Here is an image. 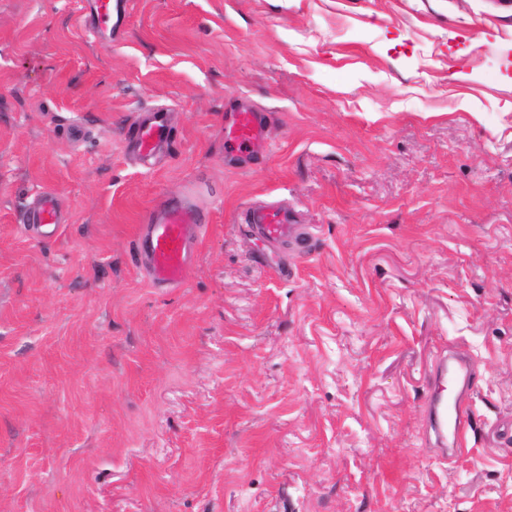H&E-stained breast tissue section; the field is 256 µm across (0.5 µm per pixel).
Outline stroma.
I'll list each match as a JSON object with an SVG mask.
<instances>
[{
    "mask_svg": "<svg viewBox=\"0 0 512 512\" xmlns=\"http://www.w3.org/2000/svg\"><path fill=\"white\" fill-rule=\"evenodd\" d=\"M89 3L0 0V512H512V0H125L108 38ZM243 108L270 117L246 165ZM188 186L209 224L152 287L132 241ZM258 201L310 242L260 261ZM170 123L168 112L155 110L145 112L133 127L138 154L141 158L152 156L170 139ZM267 139V117L264 112H235L233 122L224 129V142L231 152L251 154ZM33 224H37L39 228H44L49 234L57 232L60 228V224H62L61 218L50 198H46L41 208L37 211ZM473 376V362L468 355L458 352L449 354L448 358L445 355L437 357L429 369V379L438 389L443 390L448 381L459 388L454 400L448 401L439 392H434L425 406L429 430L443 454L449 451L454 456L463 451L464 440L473 430V420L467 410ZM448 433L452 437V448H447Z\"/></svg>",
    "mask_w": 512,
    "mask_h": 512,
    "instance_id": "stroma-1",
    "label": "stroma"
}]
</instances>
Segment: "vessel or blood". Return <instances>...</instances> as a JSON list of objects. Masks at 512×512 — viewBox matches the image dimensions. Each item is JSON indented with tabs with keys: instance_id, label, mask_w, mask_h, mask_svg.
Segmentation results:
<instances>
[{
	"instance_id": "obj_1",
	"label": "vessel or blood",
	"mask_w": 512,
	"mask_h": 512,
	"mask_svg": "<svg viewBox=\"0 0 512 512\" xmlns=\"http://www.w3.org/2000/svg\"><path fill=\"white\" fill-rule=\"evenodd\" d=\"M168 114L162 110L145 113L133 128L138 154L152 156L170 139ZM267 139L265 113L246 110L235 113L231 125L224 131V141L231 151L251 154ZM203 226V216L188 198L166 200L160 216L151 223L141 225L133 240L135 256L144 262L150 282L156 288H174L187 277L194 233ZM247 228L252 238L265 249L300 238L301 226L287 208L260 205L250 209ZM474 365L468 355L458 352L435 359L429 379L435 386L426 402L425 413L430 432L435 436L439 449H452L460 453L464 440L473 429V420L467 410ZM454 384L458 394L454 400L442 398L440 391L447 384Z\"/></svg>"
}]
</instances>
